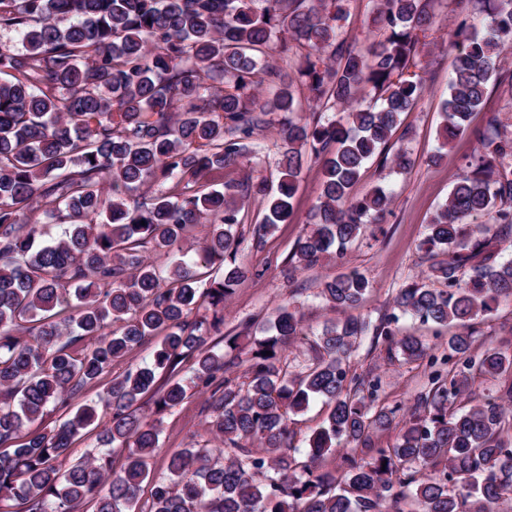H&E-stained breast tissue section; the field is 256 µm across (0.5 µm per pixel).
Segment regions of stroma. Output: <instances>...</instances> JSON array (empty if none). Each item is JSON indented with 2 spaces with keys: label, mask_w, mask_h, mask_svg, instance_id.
I'll list each match as a JSON object with an SVG mask.
<instances>
[{
  "label": "stroma",
  "mask_w": 512,
  "mask_h": 512,
  "mask_svg": "<svg viewBox=\"0 0 512 512\" xmlns=\"http://www.w3.org/2000/svg\"><path fill=\"white\" fill-rule=\"evenodd\" d=\"M348 18L341 35L357 49L384 39V31L371 21L369 0H348ZM436 23L426 37L427 64L421 73L425 88L417 107L404 117L392 135L394 146L410 153L414 165L403 173L372 159L366 165L355 193L363 195L377 183H384L393 195L391 213L380 224H369L348 249L344 259H329L305 269L296 279H289L288 261L297 243L310 230V212L321 190V170L314 158H305L291 219L269 231L259 228L262 208L246 203L238 227L240 243L237 260L247 268L260 270V277L246 279L236 286L224 304V333L238 336V346L225 349V359L247 352L249 343L239 332L248 322L271 318L274 309L288 302L303 315V337L290 344L286 355L288 369L301 371L308 362L312 347L323 327L338 317L320 295L323 280L352 269L362 272L369 281L368 291L356 314L369 324L391 307L398 288L415 279L429 287H440L423 258L422 242L426 226L447 200L457 176L476 142L467 135L456 138L447 148H440V105L448 92L456 51L450 36L460 22L484 30L486 15L477 7L457 4L456 0H435ZM476 350L490 343L512 351V298L501 300L485 320L476 326ZM353 373L378 380L379 395L386 404H409L430 387V368L426 361L406 362L398 349L374 342L364 336L350 358ZM208 391L190 389L183 403L161 415L159 448L151 467L163 474L170 455L191 446L209 444L211 434L206 423Z\"/></svg>",
  "instance_id": "obj_1"
}]
</instances>
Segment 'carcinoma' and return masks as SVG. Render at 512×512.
Segmentation results:
<instances>
[{
	"instance_id": "1",
	"label": "carcinoma",
	"mask_w": 512,
	"mask_h": 512,
	"mask_svg": "<svg viewBox=\"0 0 512 512\" xmlns=\"http://www.w3.org/2000/svg\"><path fill=\"white\" fill-rule=\"evenodd\" d=\"M344 2L0 0V28L20 42H0V512H77L84 503L92 512H136L159 442L158 421L137 404L153 391L161 413L190 385L210 391L218 445L173 456L169 474L153 480L149 512H403L410 498L421 512H503L512 502V441L503 436L512 429V353L473 351L474 321L512 297V261H476L491 239L512 233V125L492 113L485 127L470 128L490 82L512 88V70L501 66L512 46V0H492L483 32L463 21L452 36L458 53L440 106L441 148L468 133L478 149L423 241L445 287L412 280L392 308L433 325L437 337L450 325L462 332L448 337V375L431 376L397 442L371 447L370 432L390 428L402 407L379 404L377 381L347 365L368 331L350 314L368 286L363 274L322 284L343 317L323 330L298 374L288 373L284 351L302 316L288 305L253 338L243 383L227 375L212 341L235 286L261 276L236 263L239 212L257 199L263 228L288 221L304 149L321 164L322 189L313 229L290 259L294 271L344 257L365 225L391 213L382 185L352 195L368 161L413 165L390 140L424 91L411 69L425 63L433 0H371L373 23L387 36L366 53L340 38ZM293 47L313 103L299 119L274 63ZM338 107L345 115L325 116ZM275 124L284 148L276 185L250 175L236 195L208 183L240 160L260 167L256 132ZM155 183L166 190L150 191ZM486 214L491 223H471ZM43 219L63 231L38 245ZM204 222L199 259L178 257L182 233ZM152 254L170 259L167 280ZM396 321L384 315L375 339L407 362L427 356L428 343L399 335ZM159 333L151 365L114 378L99 402L60 424L28 430ZM184 362L186 380L154 389L157 375ZM478 377L497 380L495 392L476 396ZM317 398L330 411L301 460L290 415ZM100 408L110 415L102 444L71 458ZM114 445L126 450L117 471ZM339 445L347 448L341 464L322 470Z\"/></svg>"
}]
</instances>
